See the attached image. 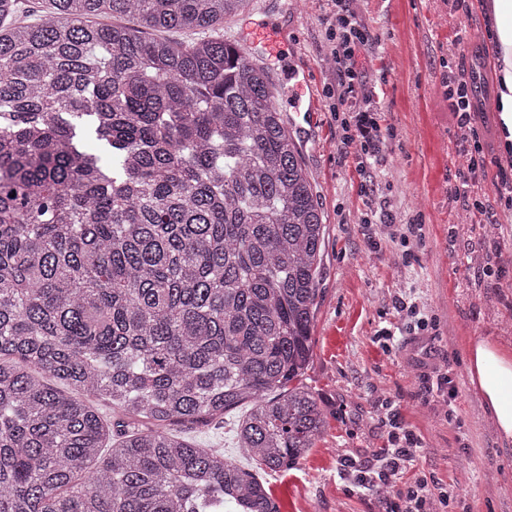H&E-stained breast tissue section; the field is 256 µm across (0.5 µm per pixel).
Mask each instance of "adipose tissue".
Instances as JSON below:
<instances>
[{
    "mask_svg": "<svg viewBox=\"0 0 512 512\" xmlns=\"http://www.w3.org/2000/svg\"><path fill=\"white\" fill-rule=\"evenodd\" d=\"M499 46L500 92L496 108L512 143V0H488ZM466 360L471 386L503 449L512 448V346L488 338L469 340Z\"/></svg>",
    "mask_w": 512,
    "mask_h": 512,
    "instance_id": "obj_1",
    "label": "adipose tissue"
}]
</instances>
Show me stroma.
<instances>
[{"instance_id": "stroma-1", "label": "stroma", "mask_w": 512, "mask_h": 512, "mask_svg": "<svg viewBox=\"0 0 512 512\" xmlns=\"http://www.w3.org/2000/svg\"><path fill=\"white\" fill-rule=\"evenodd\" d=\"M466 3L457 10L451 0H351L381 41L365 69L397 133L362 176L354 170V146L344 143L322 103L324 86L334 80L322 51V0H252L244 14L224 22L230 41L264 9L283 29L288 50L267 68L327 224L306 372L327 427L307 456L266 473L277 512H386V493L360 487L344 473L347 459L372 464L387 447L380 407L385 399L423 442L405 479L448 481L470 512H512V454L501 453L465 360L473 337L512 342V224L497 221L503 207L493 185L485 187L481 213L448 195L466 163L455 146L456 118L441 92L440 45L452 43L458 61L469 71H484L488 87L500 89L496 41L478 38L491 29L484 0ZM460 29L465 36L458 42ZM369 206L389 211L397 222L422 225L423 239L407 252L386 240L371 246V229L360 222ZM486 256L494 265L490 276L481 263ZM400 296L416 299L435 316L426 335L406 331L394 307ZM383 328L400 340L389 352L376 340ZM434 367L449 368L455 381L449 422L417 396L423 373ZM238 417L231 412L227 421L196 426L187 436L244 462L246 452L230 433Z\"/></svg>"}]
</instances>
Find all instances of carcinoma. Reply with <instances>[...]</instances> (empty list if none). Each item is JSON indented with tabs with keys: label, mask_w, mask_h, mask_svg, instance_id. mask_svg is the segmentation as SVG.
Returning <instances> with one entry per match:
<instances>
[{
	"label": "carcinoma",
	"mask_w": 512,
	"mask_h": 512,
	"mask_svg": "<svg viewBox=\"0 0 512 512\" xmlns=\"http://www.w3.org/2000/svg\"><path fill=\"white\" fill-rule=\"evenodd\" d=\"M45 2L0 0V512H277L171 427L245 406L274 472L323 436V212L266 68L150 35L250 0Z\"/></svg>",
	"instance_id": "cac0c4a2"
}]
</instances>
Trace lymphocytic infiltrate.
I'll return each mask as SVG.
<instances>
[{"label": "lymphocytic infiltrate", "mask_w": 512, "mask_h": 512, "mask_svg": "<svg viewBox=\"0 0 512 512\" xmlns=\"http://www.w3.org/2000/svg\"><path fill=\"white\" fill-rule=\"evenodd\" d=\"M327 53L336 63V81L324 91L325 106L333 115L346 143L355 146L357 171H364L369 160L376 158L385 142L394 138L395 129L387 124L368 86L364 61L375 52L377 40L359 19L350 0H325ZM441 86L454 112L461 134L458 151L468 157L465 171L460 172L454 197L470 202L474 210H482L483 187L487 180V163L476 121V85L471 71L455 57L441 59ZM388 433L389 448L375 467H362L348 461L356 482L363 485H394L389 512H448L456 500L451 485L418 478L402 481L407 464L421 449V439L409 429L398 414H391Z\"/></svg>", "instance_id": "1"}]
</instances>
